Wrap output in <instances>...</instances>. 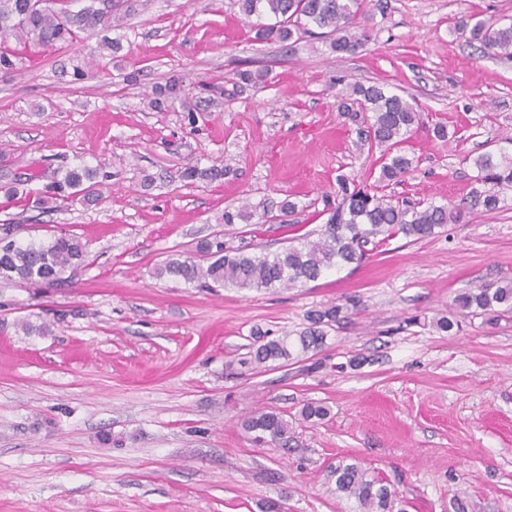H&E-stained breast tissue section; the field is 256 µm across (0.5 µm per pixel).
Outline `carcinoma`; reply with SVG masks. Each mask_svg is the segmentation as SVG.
<instances>
[{
	"mask_svg": "<svg viewBox=\"0 0 512 512\" xmlns=\"http://www.w3.org/2000/svg\"><path fill=\"white\" fill-rule=\"evenodd\" d=\"M109 2L101 8L87 6L78 11L68 8V0H0V39L15 38L21 48L0 49V71L17 69L22 55H33L69 47L79 34L93 35L109 29L134 10L132 0ZM239 9L248 17H256V38L282 43H295L308 36L329 42L338 53L354 54L366 35L354 32L356 20L370 8L383 13L384 0H237ZM457 33L470 43L479 44L484 54L512 59V18L497 21H462ZM338 110L355 125L359 148L380 147V171L373 185L350 186L343 177L337 179L336 196H322L321 213L328 215L317 238L304 236L301 242L273 253L252 254L226 250L221 241L205 245L213 260L206 266L192 258L172 257L159 268L158 274L181 279L199 288L217 284L238 290H273L296 288L314 282L331 270L358 264L366 247L379 236L387 239L402 234L415 240L441 233L456 224L464 212L478 209L493 212L503 199L499 190L512 187V157L504 153L485 152L473 159L477 175L462 202L456 206L425 205L410 200H393L381 188L398 182L413 169V159L406 147L414 133L423 126L418 103L386 91L377 84H355L341 99ZM224 171L216 166L205 170L185 169L187 180H216ZM109 174L98 169L76 167L64 177L46 186L42 193L19 191L33 207L54 210L70 201H97V178ZM85 257V245L76 236L60 234L47 242L26 245L13 238V225H0V281L53 286L68 271L76 270ZM454 310L459 317L483 315L489 321L512 314V280L479 283L455 296ZM343 307L328 304L306 313L307 326L295 335L285 333L277 338L257 330L243 365L254 367L288 359L293 353L306 354L319 350L325 343L326 329L343 319ZM243 429L258 444L286 448L292 440L291 430L283 415L274 410H258L243 422ZM336 493L355 501L359 512H395L398 494L381 479L358 463H338L333 469Z\"/></svg>",
	"mask_w": 512,
	"mask_h": 512,
	"instance_id": "obj_1",
	"label": "carcinoma"
}]
</instances>
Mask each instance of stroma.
I'll return each instance as SVG.
<instances>
[{"label": "stroma", "mask_w": 512, "mask_h": 512, "mask_svg": "<svg viewBox=\"0 0 512 512\" xmlns=\"http://www.w3.org/2000/svg\"><path fill=\"white\" fill-rule=\"evenodd\" d=\"M503 16L512 0H388L349 55L316 38L256 40L237 0H149L112 30L119 51L93 35L0 72V224L20 225L23 244L67 233L86 247L60 284H0V512H355L329 479L341 460L378 473L405 512H455L458 498L512 512V314L433 326L463 289L512 279V188L497 211L389 238L302 287L157 274L182 252L209 264L205 241L283 249L325 224L339 177L374 183L381 150H358L338 110L355 83L422 107L416 167L385 194L459 202L476 174L468 155H512V59L454 27ZM259 70L263 87L241 77ZM173 78L181 97L154 108ZM80 165L110 174L97 204L40 213L5 194ZM189 166L224 175L190 184ZM285 200L297 205L287 223L223 221ZM331 302L347 313L321 349L239 365L253 330L294 333ZM309 402L329 416L303 420ZM261 408L291 423L289 449L250 442L242 421Z\"/></svg>", "instance_id": "35a3bbf8"}]
</instances>
